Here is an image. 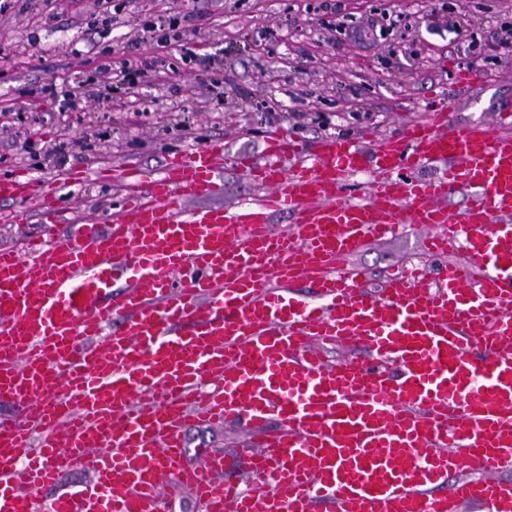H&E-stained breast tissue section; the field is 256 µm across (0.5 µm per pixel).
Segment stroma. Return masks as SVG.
I'll return each mask as SVG.
<instances>
[{"label":"stroma","mask_w":512,"mask_h":512,"mask_svg":"<svg viewBox=\"0 0 512 512\" xmlns=\"http://www.w3.org/2000/svg\"><path fill=\"white\" fill-rule=\"evenodd\" d=\"M462 23L461 32L449 21ZM169 26L158 47L146 23ZM195 59H187V51ZM145 71L135 85L103 65ZM479 75L460 88L464 71ZM73 91V106L44 92ZM512 106V0H0V175L52 178L97 162L159 169L167 153L223 139L261 155L272 133L314 148L326 135L398 133L436 108L451 120L495 122ZM79 141L58 160L51 148ZM115 185L72 188V217L110 220ZM429 230L408 228L350 257L363 287L435 261ZM189 463L250 442L231 424L187 431Z\"/></svg>","instance_id":"obj_1"}]
</instances>
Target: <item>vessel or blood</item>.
<instances>
[{"instance_id":"b4317fda","label":"vessel or blood","mask_w":512,"mask_h":512,"mask_svg":"<svg viewBox=\"0 0 512 512\" xmlns=\"http://www.w3.org/2000/svg\"><path fill=\"white\" fill-rule=\"evenodd\" d=\"M265 155L213 140L156 172L0 176L1 224L120 184L108 224L0 249V512H166V484L205 512H512V109L309 155L274 133ZM228 162L262 195L223 203ZM414 224L433 229L431 283L397 274L376 297L342 271ZM336 347L358 355L331 363ZM235 422L256 437L243 477L228 452L186 466L187 429ZM66 472L89 480L62 488Z\"/></svg>"}]
</instances>
